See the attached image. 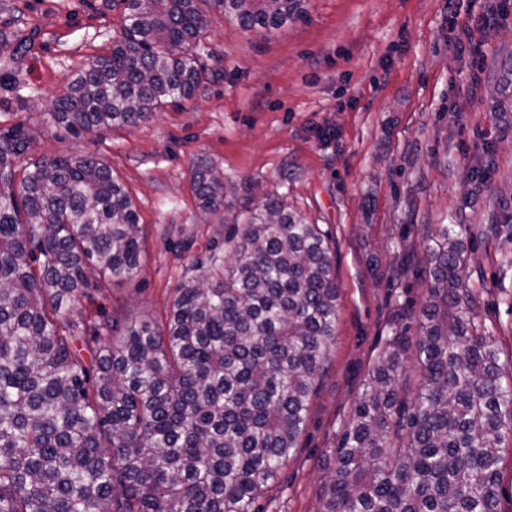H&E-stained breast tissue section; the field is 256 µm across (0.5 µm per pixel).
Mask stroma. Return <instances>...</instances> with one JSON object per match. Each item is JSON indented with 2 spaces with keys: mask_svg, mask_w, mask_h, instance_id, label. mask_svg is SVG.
<instances>
[{
  "mask_svg": "<svg viewBox=\"0 0 512 512\" xmlns=\"http://www.w3.org/2000/svg\"><path fill=\"white\" fill-rule=\"evenodd\" d=\"M508 16L483 22L480 0H310L275 31L213 13L197 51L207 82L192 99L134 127L76 137L55 99L108 55L122 0H0V41L30 34L22 57L0 50V129L21 124L32 157L90 154L120 176L145 236L138 273L83 300L79 315L162 317L173 288L225 221L285 197L328 235L340 286L336 343L298 452L257 500L258 512H320L334 450L388 336L416 341L428 280L429 224H466L464 283L502 362H512V113L493 97L512 59ZM466 25L487 57L448 41ZM224 176V206L207 213L191 173Z\"/></svg>",
  "mask_w": 512,
  "mask_h": 512,
  "instance_id": "35a3bbf8",
  "label": "stroma"
}]
</instances>
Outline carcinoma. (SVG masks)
Returning <instances> with one entry per match:
<instances>
[{
	"label": "carcinoma",
	"instance_id": "1",
	"mask_svg": "<svg viewBox=\"0 0 512 512\" xmlns=\"http://www.w3.org/2000/svg\"><path fill=\"white\" fill-rule=\"evenodd\" d=\"M109 56L67 85L52 116L72 134L134 126L207 79L194 51L206 10L274 30L309 0H122ZM31 138L0 129V512H255L299 448L336 341L333 254L320 225L267 197L173 290L165 317L75 319L132 279L144 234L100 159L21 164ZM199 207L223 175L193 171ZM462 224L424 242L429 291L402 397L406 338L388 337L346 426L321 512H501L512 386L463 288Z\"/></svg>",
	"mask_w": 512,
	"mask_h": 512
}]
</instances>
